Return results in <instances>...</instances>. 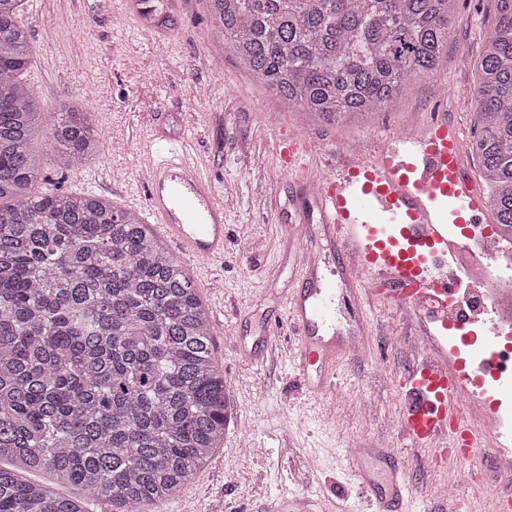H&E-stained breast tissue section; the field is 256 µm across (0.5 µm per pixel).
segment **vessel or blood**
<instances>
[{"mask_svg":"<svg viewBox=\"0 0 512 512\" xmlns=\"http://www.w3.org/2000/svg\"><path fill=\"white\" fill-rule=\"evenodd\" d=\"M148 175L144 182L146 210L174 247L189 259L215 260L224 254V204L199 155L181 138L154 126L143 147ZM463 140L457 126L440 119L408 135H392L378 152H360L356 161L337 164L321 181L317 204L321 222L334 232L346 263L343 274L361 269L364 293L379 303L413 306L433 325L435 348L419 364L398 375L407 403L401 429L412 447L425 450L431 462L461 461L481 436L464 430L460 446L439 447L448 424L457 420L464 399L487 394L497 386L498 363L487 358L481 380H466L465 360L448 347L447 332L501 336L496 304L475 301L473 313L449 304L458 277L448 268L453 224H476L486 202L461 173ZM308 151L303 142H286L281 157L300 184H307ZM312 259H304L288 291L287 322L298 344L304 381L322 391L334 383L336 364L347 351L336 333V292L319 285ZM363 495L380 512H399L409 487L408 462L392 448L361 439L346 449ZM264 512H336L330 498L291 499L279 495Z\"/></svg>","mask_w":512,"mask_h":512,"instance_id":"b4317fda","label":"vessel or blood"}]
</instances>
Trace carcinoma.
Returning <instances> with one entry per match:
<instances>
[{"label": "carcinoma", "mask_w": 512, "mask_h": 512, "mask_svg": "<svg viewBox=\"0 0 512 512\" xmlns=\"http://www.w3.org/2000/svg\"><path fill=\"white\" fill-rule=\"evenodd\" d=\"M24 0H0V512H145L221 447L229 387L190 277L133 211L57 188L35 193L40 125ZM258 79L318 118L375 111L438 65L453 0H209ZM481 61L472 143L512 230V0ZM54 164L98 158L89 113L59 114ZM82 489L69 499L19 471Z\"/></svg>", "instance_id": "obj_1"}]
</instances>
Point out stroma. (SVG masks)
Listing matches in <instances>:
<instances>
[{
  "label": "stroma",
  "instance_id": "1",
  "mask_svg": "<svg viewBox=\"0 0 512 512\" xmlns=\"http://www.w3.org/2000/svg\"><path fill=\"white\" fill-rule=\"evenodd\" d=\"M157 28L135 12L111 24L87 0H26L23 16L34 54L25 74L42 123L34 150L46 188L91 192L123 205L142 184L141 140L155 114L167 131L183 134L202 155L207 172L225 193L224 255L184 261L209 314L217 364L229 386L224 442L178 494L153 512H263L280 494L332 497L343 512H376L346 468L341 448L362 435L387 442L410 461L412 505L447 512H488L481 487L505 486L497 448H479L469 460L429 465L400 430L404 402L395 376L427 352L430 326L413 307L374 303L359 295L365 329L336 374L326 398L311 397L288 358L295 337L263 336L284 319L288 279L303 256L304 213L318 225V209L304 188L293 186L279 158L283 137L311 147L310 176L328 174L355 147L380 150L390 133L409 134L434 116L448 117L465 142L477 133L475 89L479 62L497 21L496 0H456L448 44L437 68L410 80L393 102L364 117L333 124L288 106L225 45L209 0H152ZM90 112L105 132L102 156L83 168L58 172L46 138L66 105ZM274 334V333H273ZM456 488L453 497L442 485Z\"/></svg>",
  "mask_w": 512,
  "mask_h": 512
}]
</instances>
